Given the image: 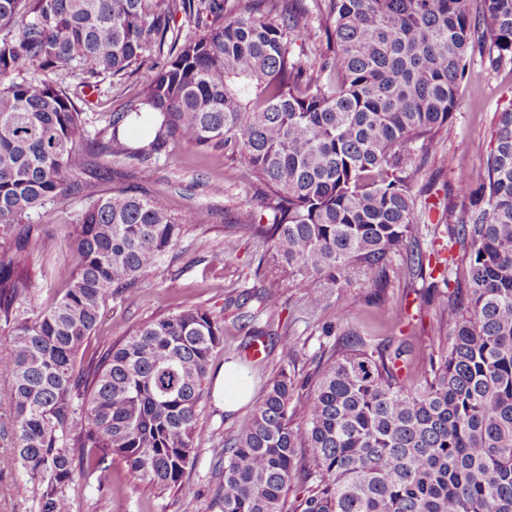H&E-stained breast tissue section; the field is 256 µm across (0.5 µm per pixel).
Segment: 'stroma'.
Returning a JSON list of instances; mask_svg holds the SVG:
<instances>
[{
    "instance_id": "1",
    "label": "stroma",
    "mask_w": 512,
    "mask_h": 512,
    "mask_svg": "<svg viewBox=\"0 0 512 512\" xmlns=\"http://www.w3.org/2000/svg\"><path fill=\"white\" fill-rule=\"evenodd\" d=\"M152 73L146 64L133 77L102 85L94 112L107 116L137 102ZM511 104L512 63L495 67L484 52L475 51L457 89L456 110L435 147L427 152L412 150L416 202L432 206L419 224L422 249L447 244L443 206L451 204L458 216L467 211L471 199L462 188L486 158L497 113ZM111 164L122 171L126 185L148 192L174 214H196L197 221L187 225L179 248L148 281L106 301L89 346L79 352V362L102 355L132 325L178 311L187 302L223 320L224 342L211 358L198 418L197 461L187 469L182 489L161 494L135 479L124 463L92 469L78 458L72 479L63 488L73 512H216L214 499L224 481V443L250 426L254 404L267 383L280 369H287L297 385L292 405L302 407L320 365L349 337L360 338L370 348L406 344L412 376L423 377L447 328L430 300L427 282L410 274L402 255L391 256L384 286L364 276L347 286L321 284L324 306L313 311L287 278L258 272L265 248L236 227L240 212L257 206L258 200L247 175L223 150L200 153L170 143L146 161L119 157ZM76 181L77 193L48 206L42 219L45 242L31 255L34 305L39 309L53 306L65 291L54 278L56 268L77 262L65 237L77 210L88 198L112 189L111 181L92 172L79 174ZM228 224L234 225V232H225ZM217 254L223 256V264H213ZM255 326L268 333L265 354L257 361L246 355ZM284 341L296 347L288 360L281 357ZM231 361L244 368L252 396L249 404L228 413L215 386L217 374ZM12 454L11 425L1 418L0 512H36L37 487L14 468Z\"/></svg>"
}]
</instances>
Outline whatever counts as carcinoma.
I'll return each instance as SVG.
<instances>
[{"label":"carcinoma","instance_id":"obj_1","mask_svg":"<svg viewBox=\"0 0 512 512\" xmlns=\"http://www.w3.org/2000/svg\"><path fill=\"white\" fill-rule=\"evenodd\" d=\"M0 0V392L10 412L13 463L37 483V512H72L61 491L75 449L97 466L119 457L161 492L181 486L197 459L199 404L224 325L186 303L134 326L97 364L77 371L107 298L148 279L196 216L180 217L122 186L91 200L68 232L77 267L56 269L64 295L30 315L28 261L41 241L31 223L79 185L68 179L99 156L143 160L169 142L222 149L254 178L261 210L240 224L267 244L260 262L288 274L312 309L315 281H386L405 255L433 276L418 244L411 144L423 150L456 108L475 45L512 61V0ZM179 13L202 34L180 38ZM326 51L294 45L313 30ZM168 52H163L165 43ZM158 51L144 95L105 126L83 96L136 71ZM160 118L155 139L131 151L120 129ZM472 204L448 228L443 260L455 278L433 297L447 345L424 380L407 350L334 349L304 404L290 412L286 369L270 380L247 431L224 442L219 512H284L312 450L313 484L301 512H512V107L497 113L485 164L462 187Z\"/></svg>","mask_w":512,"mask_h":512}]
</instances>
